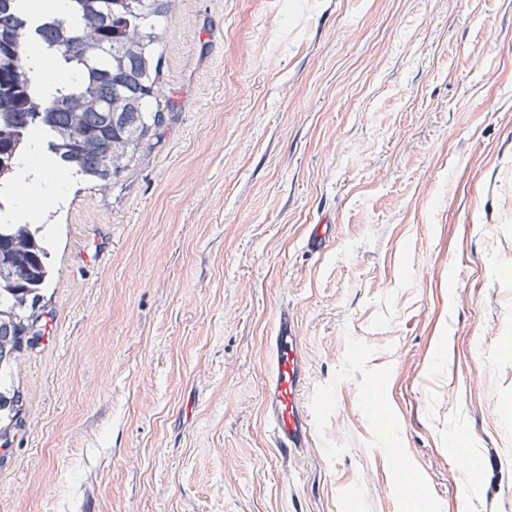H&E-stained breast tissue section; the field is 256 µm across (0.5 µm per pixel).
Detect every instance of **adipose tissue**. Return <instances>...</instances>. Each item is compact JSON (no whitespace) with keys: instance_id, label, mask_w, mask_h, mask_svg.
I'll list each match as a JSON object with an SVG mask.
<instances>
[{"instance_id":"obj_1","label":"adipose tissue","mask_w":512,"mask_h":512,"mask_svg":"<svg viewBox=\"0 0 512 512\" xmlns=\"http://www.w3.org/2000/svg\"><path fill=\"white\" fill-rule=\"evenodd\" d=\"M38 77L45 97H52L71 85L73 73L63 70L57 60L39 50H29L24 58ZM65 182L53 162L46 157L39 138H32L28 152L19 160V187L9 209L0 213L5 224H34L64 195Z\"/></svg>"}]
</instances>
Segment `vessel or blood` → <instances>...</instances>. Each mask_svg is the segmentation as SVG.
Instances as JSON below:
<instances>
[{"instance_id": "obj_1", "label": "vessel or blood", "mask_w": 512, "mask_h": 512, "mask_svg": "<svg viewBox=\"0 0 512 512\" xmlns=\"http://www.w3.org/2000/svg\"><path fill=\"white\" fill-rule=\"evenodd\" d=\"M270 346L274 367L264 392V412L275 448L281 457L288 458L311 447L313 431L305 402L306 371L300 338L287 312H280Z\"/></svg>"}]
</instances>
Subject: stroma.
I'll list each match as a JSON object with an SVG mask.
<instances>
[{
	"instance_id": "1",
	"label": "stroma",
	"mask_w": 512,
	"mask_h": 512,
	"mask_svg": "<svg viewBox=\"0 0 512 512\" xmlns=\"http://www.w3.org/2000/svg\"><path fill=\"white\" fill-rule=\"evenodd\" d=\"M163 29L162 124L42 226L0 512H512V0H180ZM274 367L264 392V412L274 447L282 458L304 453L312 446L311 416L305 402L306 371L294 323L280 311L271 337Z\"/></svg>"
}]
</instances>
